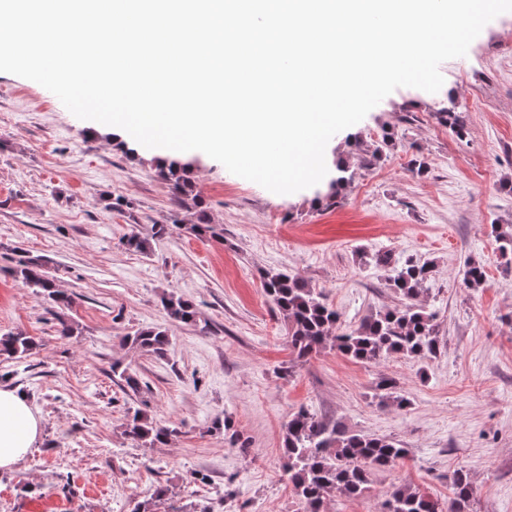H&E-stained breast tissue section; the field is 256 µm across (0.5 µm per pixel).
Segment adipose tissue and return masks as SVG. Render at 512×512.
I'll return each mask as SVG.
<instances>
[{"label": "adipose tissue", "instance_id": "ef3b65f1", "mask_svg": "<svg viewBox=\"0 0 512 512\" xmlns=\"http://www.w3.org/2000/svg\"><path fill=\"white\" fill-rule=\"evenodd\" d=\"M42 430L40 414L26 394L0 384V471L14 470L38 444Z\"/></svg>", "mask_w": 512, "mask_h": 512}]
</instances>
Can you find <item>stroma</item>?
<instances>
[{"label": "stroma", "instance_id": "1", "mask_svg": "<svg viewBox=\"0 0 512 512\" xmlns=\"http://www.w3.org/2000/svg\"><path fill=\"white\" fill-rule=\"evenodd\" d=\"M439 70L438 92L398 88L334 135L326 179L296 193H272L193 152V192L223 225L220 242L188 232L195 215L176 207L150 149L0 72V335L38 342L25 358L0 359V377L43 423L37 447L0 472V512H131L159 485L173 496L158 512L218 503L303 512L280 476L283 425L302 407L407 450L394 468L372 471L363 496L331 494L325 512H381L403 483L444 502L458 469L472 478L476 512H512V268L491 234L512 225V12ZM448 106L464 137L440 121ZM386 132V157L366 162L354 140L370 147ZM340 163L353 179L335 189ZM156 224L168 232L153 235ZM134 230L148 238L146 253L126 246ZM18 248L43 258L70 308L8 275ZM387 251L432 267L422 301L439 325L437 357L362 364L327 349L284 374L285 325L261 272L300 273L353 328L397 301L384 270L361 263ZM471 256L487 272L475 289L461 281ZM170 292L196 306L197 322L166 316L160 298ZM64 321L74 335H60ZM159 325L171 341L165 357L122 342ZM116 363L137 374L138 391L114 377ZM383 376L409 408L377 407ZM132 407L180 434L139 447L124 433ZM219 417L248 437V450L214 429ZM193 472L206 483L190 484Z\"/></svg>", "mask_w": 512, "mask_h": 512}]
</instances>
